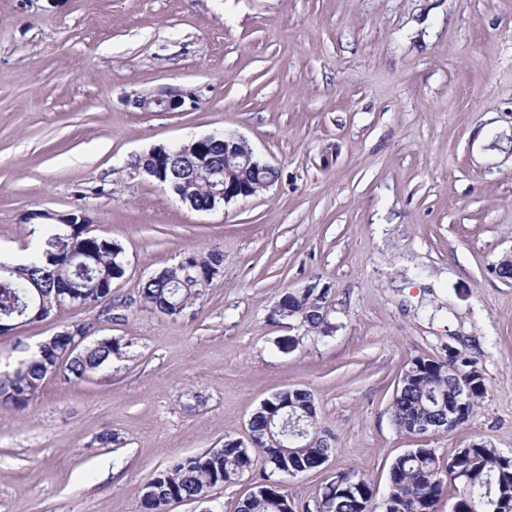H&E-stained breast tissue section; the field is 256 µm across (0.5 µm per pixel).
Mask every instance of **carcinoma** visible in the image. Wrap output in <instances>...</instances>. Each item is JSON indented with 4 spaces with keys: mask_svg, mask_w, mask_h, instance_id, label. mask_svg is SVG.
Listing matches in <instances>:
<instances>
[{
    "mask_svg": "<svg viewBox=\"0 0 512 512\" xmlns=\"http://www.w3.org/2000/svg\"><path fill=\"white\" fill-rule=\"evenodd\" d=\"M194 144L179 155L169 156L165 177H192L196 184L210 181L211 173L224 170V149L207 146L198 158ZM69 235L61 255L55 251L58 239ZM31 251L25 263L0 262L1 334L17 328V322H40L53 308L69 302L96 308L112 301V282L125 273L124 250L111 238L85 235L81 225L42 223L27 225ZM223 254L211 251L192 254L140 283L144 308L177 316L180 305L188 306L204 295ZM193 266L194 280H183L182 265ZM331 289L318 281L302 289L285 290L272 310V318L292 319L307 329L328 327ZM40 344L38 355L0 375V403L22 409L39 393L49 371H62L71 381H84L112 362L120 344L110 338L85 340L78 350L61 356L73 336L86 330L74 323ZM467 395L459 398V389ZM486 391L485 379L476 363L450 346L443 352L419 355L403 368L391 401L396 427L406 433L417 431V421L429 419L443 427L448 414H458L464 423ZM301 416L307 433L289 439L277 434L268 416L281 409ZM250 437L258 448L227 440L222 448L182 458L156 472L138 489L141 512H165L170 502L194 500L210 489L240 480L260 468L254 490L238 502L237 512H294L288 495L270 485L271 474L280 469L318 468L329 455L331 439L318 427L314 398L301 388L280 390L265 399L249 424ZM262 456L257 465L256 456ZM391 494L383 512H436V505L448 486L455 487L456 512H512V457L505 456L483 441H473L448 457L447 465L433 448H412L396 457L389 469ZM374 486L360 472L340 471L320 491L318 507L324 512H373L370 501Z\"/></svg>",
    "mask_w": 512,
    "mask_h": 512,
    "instance_id": "carcinoma-1",
    "label": "carcinoma"
}]
</instances>
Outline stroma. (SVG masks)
<instances>
[{
	"label": "stroma",
	"instance_id": "stroma-1",
	"mask_svg": "<svg viewBox=\"0 0 512 512\" xmlns=\"http://www.w3.org/2000/svg\"><path fill=\"white\" fill-rule=\"evenodd\" d=\"M193 89L179 112L129 100ZM279 173L258 195L197 212L131 155L218 131ZM83 209L125 250L112 315L64 303L0 336V372L89 324L118 339L89 380L48 376L0 407V512H139L173 461L247 441L263 400L309 389L335 438L283 484L297 512L354 468L385 493L392 461L474 439L512 455V0H0V250L25 256L33 214ZM219 250L220 272L177 317L142 280ZM321 281L327 330L272 318ZM458 349L486 392L468 420L394 425L402 368ZM112 440L101 443L102 433ZM248 473L169 512H236Z\"/></svg>",
	"mask_w": 512,
	"mask_h": 512
}]
</instances>
